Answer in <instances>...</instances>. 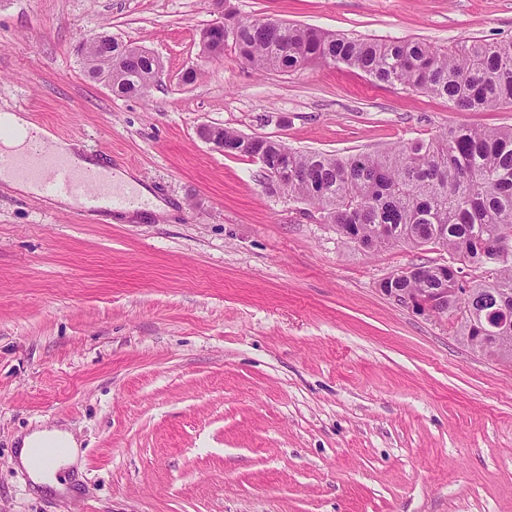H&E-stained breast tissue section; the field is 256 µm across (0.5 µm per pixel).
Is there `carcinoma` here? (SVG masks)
<instances>
[{
  "label": "carcinoma",
  "instance_id": "obj_1",
  "mask_svg": "<svg viewBox=\"0 0 512 512\" xmlns=\"http://www.w3.org/2000/svg\"><path fill=\"white\" fill-rule=\"evenodd\" d=\"M232 43L258 72H290L307 64H343L384 85H404L448 100L458 111L512 107V43L464 38L451 51L419 40H368L270 19L224 14ZM88 77L112 73V94L145 95L157 81L158 62L149 52L118 39L104 46L82 39ZM234 155L262 156L270 168L288 165V180L268 182L271 193L309 202L325 224L342 229L346 241L389 237L381 252L398 245L437 246L453 260L480 270L482 279L448 299V316L457 319L453 335L481 355L512 364V331L495 330L491 317L512 309V258L495 252L496 238L512 235V127L458 124L436 141L404 143L374 152L347 155L316 151L283 152L281 142L248 139L218 128ZM458 270L438 265L412 268L406 277L384 278L380 287L434 291L459 287Z\"/></svg>",
  "mask_w": 512,
  "mask_h": 512
}]
</instances>
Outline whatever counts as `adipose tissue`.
<instances>
[{
  "label": "adipose tissue",
  "instance_id": "ef3b65f1",
  "mask_svg": "<svg viewBox=\"0 0 512 512\" xmlns=\"http://www.w3.org/2000/svg\"><path fill=\"white\" fill-rule=\"evenodd\" d=\"M14 135L0 140V155H14L27 151L31 145H41L66 158L76 169L96 168L95 160L81 155L75 143L54 136L49 130L32 128L21 113L10 116ZM19 463L30 470L34 486L48 485L62 489L60 469L75 465L77 444L73 437L61 430H41L25 436L18 451Z\"/></svg>",
  "mask_w": 512,
  "mask_h": 512
}]
</instances>
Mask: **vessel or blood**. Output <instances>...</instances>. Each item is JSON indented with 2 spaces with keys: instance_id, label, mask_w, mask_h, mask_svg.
<instances>
[{
  "instance_id": "b4317fda",
  "label": "vessel or blood",
  "mask_w": 512,
  "mask_h": 512,
  "mask_svg": "<svg viewBox=\"0 0 512 512\" xmlns=\"http://www.w3.org/2000/svg\"><path fill=\"white\" fill-rule=\"evenodd\" d=\"M11 164L26 175L42 178L47 193L68 198L88 212L106 213L129 202L127 194L105 178L77 173L64 160L46 151L13 158Z\"/></svg>"
}]
</instances>
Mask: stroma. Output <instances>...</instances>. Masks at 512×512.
Listing matches in <instances>:
<instances>
[{
    "label": "stroma",
    "instance_id": "1",
    "mask_svg": "<svg viewBox=\"0 0 512 512\" xmlns=\"http://www.w3.org/2000/svg\"><path fill=\"white\" fill-rule=\"evenodd\" d=\"M447 50L512 42V0H0V114L134 173L167 217L95 215L0 184V512H512V366L387 297L435 247L368 253L200 124L370 152L512 108L312 63L258 74L200 33L220 9ZM159 57L147 97L88 78L83 35ZM70 432L62 493L22 438Z\"/></svg>",
    "mask_w": 512,
    "mask_h": 512
}]
</instances>
